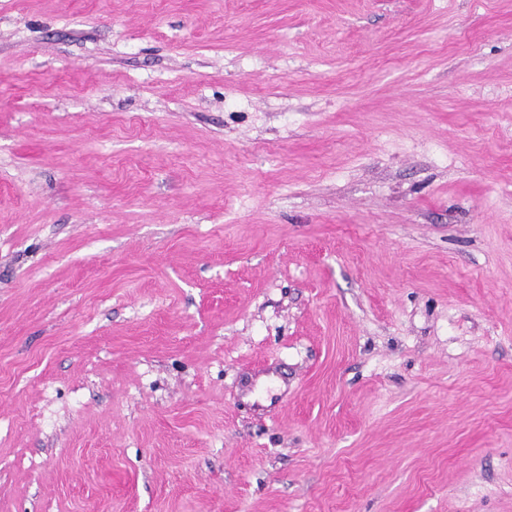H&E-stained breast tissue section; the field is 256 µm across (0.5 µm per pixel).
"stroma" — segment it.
Masks as SVG:
<instances>
[{"instance_id":"obj_1","label":"stroma","mask_w":512,"mask_h":512,"mask_svg":"<svg viewBox=\"0 0 512 512\" xmlns=\"http://www.w3.org/2000/svg\"><path fill=\"white\" fill-rule=\"evenodd\" d=\"M0 512H512V0H0Z\"/></svg>"}]
</instances>
